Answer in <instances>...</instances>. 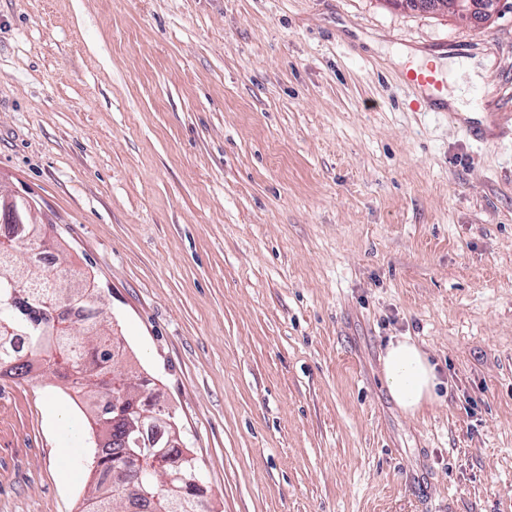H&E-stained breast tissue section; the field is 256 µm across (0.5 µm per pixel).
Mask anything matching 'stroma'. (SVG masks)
<instances>
[{
  "mask_svg": "<svg viewBox=\"0 0 512 512\" xmlns=\"http://www.w3.org/2000/svg\"><path fill=\"white\" fill-rule=\"evenodd\" d=\"M404 47L492 57L512 113V0H0V193L94 278L211 512H512V138L415 107ZM401 336L441 382L415 417ZM91 420L0 377V512H81ZM382 362L389 394L404 413L415 417L436 401L434 367L410 337L390 341Z\"/></svg>",
  "mask_w": 512,
  "mask_h": 512,
  "instance_id": "1",
  "label": "stroma"
}]
</instances>
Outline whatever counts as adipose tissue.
<instances>
[{"mask_svg": "<svg viewBox=\"0 0 512 512\" xmlns=\"http://www.w3.org/2000/svg\"><path fill=\"white\" fill-rule=\"evenodd\" d=\"M382 362L389 394L404 413L418 415L436 401L438 379L434 367L410 337L390 341Z\"/></svg>", "mask_w": 512, "mask_h": 512, "instance_id": "obj_1", "label": "adipose tissue"}]
</instances>
